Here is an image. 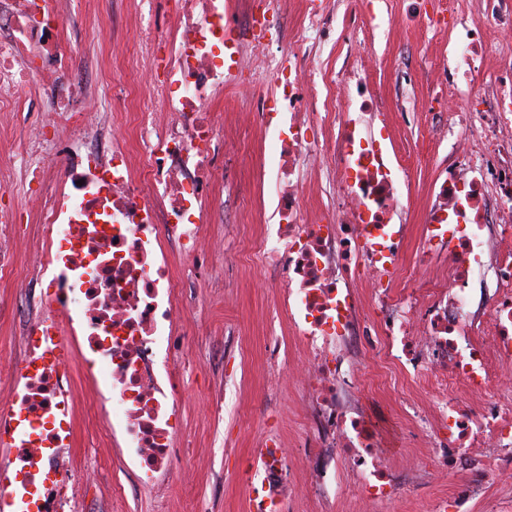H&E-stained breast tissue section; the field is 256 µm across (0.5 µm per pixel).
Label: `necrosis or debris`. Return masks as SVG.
Returning a JSON list of instances; mask_svg holds the SVG:
<instances>
[{
  "label": "necrosis or debris",
  "instance_id": "necrosis-or-debris-1",
  "mask_svg": "<svg viewBox=\"0 0 512 512\" xmlns=\"http://www.w3.org/2000/svg\"><path fill=\"white\" fill-rule=\"evenodd\" d=\"M134 6V48L153 72L114 93L125 138L110 135L92 70L63 50L85 23L66 0H0V112L31 96L45 110L24 128L16 166L0 165V283L40 287L46 313L20 328L23 358L0 363V500L14 512H85L96 471L66 461L76 441L72 371L86 372L108 413L106 438L123 448L144 486L174 481L185 440L179 386L191 354L174 330L182 309L179 255L215 253L206 226L222 218L250 155L220 109L227 92L255 91L253 121L277 129L273 165L277 229L242 252L272 269L282 311L308 362L288 364L299 401L292 417L307 459L306 490L327 496L353 478L354 512L395 490L389 463L368 429L357 392H431L433 411L414 410L422 456L404 468L447 483L458 460L479 459L487 479L512 473V71L486 77L496 37L512 31V0H479L475 16L456 0H433L412 16L426 36L467 66L466 90L448 98L455 75L430 74L427 138L447 142L405 287L397 282L409 227L397 223L405 194L378 122L389 102L372 89L357 52L361 14L336 0H94ZM297 24L284 30L286 14ZM340 67L330 66L337 50ZM327 166V203L304 222L307 171ZM37 238V258L18 262V224ZM486 291L474 299L472 285ZM235 480L253 512H290L296 487L288 455L271 438Z\"/></svg>",
  "mask_w": 512,
  "mask_h": 512
}]
</instances>
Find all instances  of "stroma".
<instances>
[{"label": "stroma", "mask_w": 512, "mask_h": 512, "mask_svg": "<svg viewBox=\"0 0 512 512\" xmlns=\"http://www.w3.org/2000/svg\"><path fill=\"white\" fill-rule=\"evenodd\" d=\"M363 13H376L378 21L373 31L365 36L367 48L384 61L381 72L373 81L385 94L402 93L407 104H419L428 88L425 82L407 83L396 88L395 70L415 72L425 62L443 66L448 62L446 45L428 41L417 29L403 28L401 18L406 0H357ZM135 33L134 25H127L125 36L113 40L109 22L98 29H86L81 38L70 41L74 55L97 61L101 80L112 82L117 74L115 65L139 70L144 66L140 57L129 51ZM437 178L434 156L416 161L410 176L413 207L404 213V223L418 225L431 190ZM274 201L265 196L256 206L237 208L236 220L231 224H213L209 230L217 236L232 239H253L272 230L275 223ZM183 294L202 310L204 325L194 329L191 318H181L180 330L188 334L193 364L181 388L184 427L189 439L191 463L180 482L162 486L158 490L142 488L135 476L123 464L120 448L104 444L100 439L109 418L88 423L86 409L92 400L91 383L77 378L73 389L78 416L76 461H93L99 466L98 484L92 489L87 512H113L112 484L122 481L128 499L125 512H192L196 501H205L209 512H250L245 492L227 480V473L247 464L257 448L270 437H277L287 448L294 470H301L305 459L293 448V425L283 424L275 416L272 406H284L296 401L297 396L281 367L269 364L265 343L269 332L283 336L287 324L281 312V292L276 277L259 266H234L225 269L223 256L209 259L207 272L184 288ZM34 305L33 298H22L0 288V308L12 311L11 319L0 321V360L17 361L21 358L18 323L27 317ZM215 394L223 397L221 419H214L205 411L208 399ZM372 415L391 440L385 454L394 473V479L403 485L402 495L384 500L377 512H428L435 496L419 477L405 475L400 459L413 451L412 424L391 398L372 401ZM483 480L476 462L458 465L452 475V484ZM483 498L471 501L470 512H490L493 502L512 503V479L500 482L483 480Z\"/></svg>", "instance_id": "stroma-1"}]
</instances>
